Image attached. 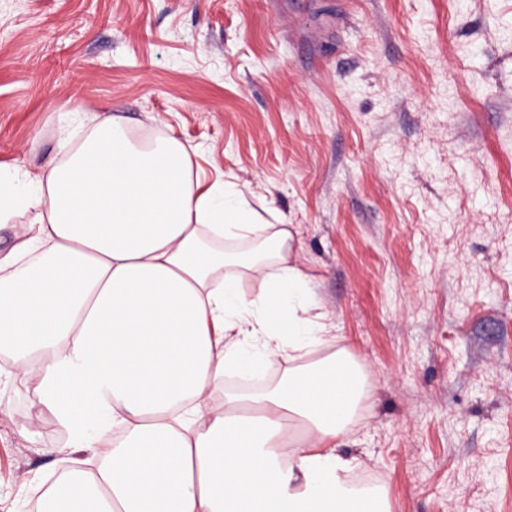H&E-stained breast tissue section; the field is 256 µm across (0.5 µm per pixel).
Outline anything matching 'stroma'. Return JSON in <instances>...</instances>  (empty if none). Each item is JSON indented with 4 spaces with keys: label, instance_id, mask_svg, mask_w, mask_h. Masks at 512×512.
<instances>
[{
    "label": "stroma",
    "instance_id": "stroma-1",
    "mask_svg": "<svg viewBox=\"0 0 512 512\" xmlns=\"http://www.w3.org/2000/svg\"><path fill=\"white\" fill-rule=\"evenodd\" d=\"M171 134L272 203L369 390L340 454L390 512H512V0H0V166L63 126ZM0 352V512L61 470Z\"/></svg>",
    "mask_w": 512,
    "mask_h": 512
}]
</instances>
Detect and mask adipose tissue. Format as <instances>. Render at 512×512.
Wrapping results in <instances>:
<instances>
[{
	"instance_id": "obj_1",
	"label": "adipose tissue",
	"mask_w": 512,
	"mask_h": 512,
	"mask_svg": "<svg viewBox=\"0 0 512 512\" xmlns=\"http://www.w3.org/2000/svg\"><path fill=\"white\" fill-rule=\"evenodd\" d=\"M39 174L0 170V350L69 440L37 512H388L337 453L366 398L343 352L224 393L319 346L293 227L234 184L202 185L187 148L102 118ZM29 216L17 224L18 216ZM262 280L246 297L244 275Z\"/></svg>"
}]
</instances>
